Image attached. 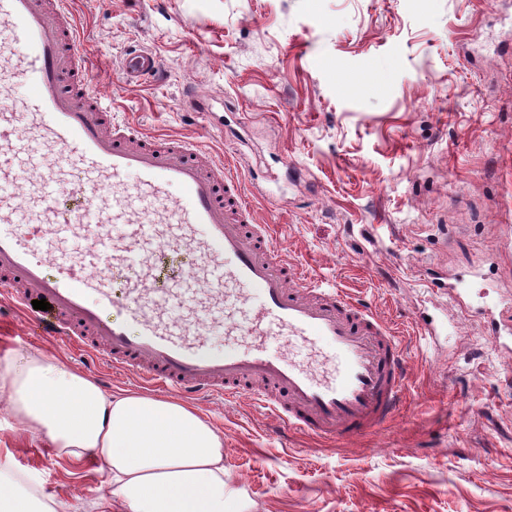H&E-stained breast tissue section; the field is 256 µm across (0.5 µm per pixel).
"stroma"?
<instances>
[{"label":"stroma","instance_id":"35a3bbf8","mask_svg":"<svg viewBox=\"0 0 512 512\" xmlns=\"http://www.w3.org/2000/svg\"><path fill=\"white\" fill-rule=\"evenodd\" d=\"M112 117L237 164L275 249L401 326L405 403L336 443L246 398L195 401L244 512H512V354L478 311L512 299V0H72ZM153 77L126 82L131 48ZM199 96L201 115L180 101ZM445 324L422 335L423 314ZM101 365L0 308V356ZM70 512H124L101 475L0 410V463ZM159 68L158 57L147 50L129 52L123 59L122 75L127 81H142L153 74Z\"/></svg>","mask_w":512,"mask_h":512}]
</instances>
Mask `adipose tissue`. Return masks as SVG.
<instances>
[{"mask_svg": "<svg viewBox=\"0 0 512 512\" xmlns=\"http://www.w3.org/2000/svg\"><path fill=\"white\" fill-rule=\"evenodd\" d=\"M8 413L55 456L94 464L127 512H230L224 440L191 406L112 395L45 355L0 359ZM0 512H58L0 469Z\"/></svg>", "mask_w": 512, "mask_h": 512, "instance_id": "ef3b65f1", "label": "adipose tissue"}]
</instances>
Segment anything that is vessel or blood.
<instances>
[{
  "label": "vessel or blood",
  "instance_id": "b4317fda",
  "mask_svg": "<svg viewBox=\"0 0 512 512\" xmlns=\"http://www.w3.org/2000/svg\"><path fill=\"white\" fill-rule=\"evenodd\" d=\"M158 68L134 50L122 75ZM5 73L24 95L0 83V294L41 335L185 399L246 396L284 427L339 443L399 411L406 362L393 328L291 271L229 162L113 121L68 0H0ZM63 239L72 247L58 249ZM158 241L192 260L188 285H162ZM100 266L126 269L124 282ZM41 298L48 310L33 308ZM300 345L332 350L330 372L297 358Z\"/></svg>",
  "mask_w": 512,
  "mask_h": 512
}]
</instances>
